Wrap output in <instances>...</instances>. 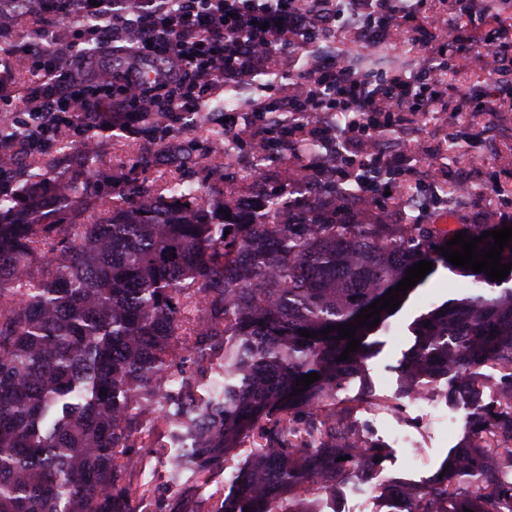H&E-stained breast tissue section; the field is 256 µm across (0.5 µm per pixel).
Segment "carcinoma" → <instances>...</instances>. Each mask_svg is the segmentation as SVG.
Instances as JSON below:
<instances>
[{
  "label": "carcinoma",
  "instance_id": "1",
  "mask_svg": "<svg viewBox=\"0 0 512 512\" xmlns=\"http://www.w3.org/2000/svg\"><path fill=\"white\" fill-rule=\"evenodd\" d=\"M196 183L134 186L98 224L65 215L97 204L78 173L54 184L57 206L30 224L0 223V512H135L156 489L135 478L130 452L158 448L154 429L170 424L161 400L171 389L199 414L181 422L192 439L184 459L204 476L239 439L259 451L234 476L235 499L210 512H320L324 482L360 473L376 444L341 441L346 408L336 386L359 350L329 326L397 286L421 261L443 258L449 232L406 224L309 222L281 194L266 198L271 220L246 224L239 212L212 217ZM313 333L305 338L302 331ZM404 366L406 387L453 366L470 384L473 368H493L512 394V289L468 296L420 317ZM224 371V401L193 389ZM320 379L299 391L296 380ZM483 440L460 470L453 465L419 490L408 512L446 498L453 512H486L490 498L512 500V480L470 495L489 464L512 458V399L465 414Z\"/></svg>",
  "mask_w": 512,
  "mask_h": 512
}]
</instances>
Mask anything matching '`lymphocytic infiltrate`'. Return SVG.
I'll list each match as a JSON object with an SVG mask.
<instances>
[{
  "instance_id": "f902f5d3",
  "label": "lymphocytic infiltrate",
  "mask_w": 512,
  "mask_h": 512,
  "mask_svg": "<svg viewBox=\"0 0 512 512\" xmlns=\"http://www.w3.org/2000/svg\"><path fill=\"white\" fill-rule=\"evenodd\" d=\"M327 0H143L138 12L126 0H25L23 11L57 18L89 16L100 45L127 42L135 57L161 58L167 64L163 76L153 81L125 80L113 86L102 79L88 86L62 71L53 43L29 46L16 56L40 78L24 103V129L33 142L48 143L68 112L80 120L77 134H84L110 115L115 124L127 127L150 112H190L216 85L253 74L258 62L272 55L290 53L295 44H313L327 35L343 18L325 7ZM363 36H383L391 26H401L418 16L426 0L403 7L400 0H349ZM439 67L461 70L476 51H483L488 74L512 66V32L494 30L482 39L459 33L454 45L441 34ZM299 89L288 100L256 105L273 128L284 126V113L299 112L318 118L323 112H343L352 121L336 138V154L330 168L339 174L350 163L347 141L366 145L377 140L390 125L394 112H424L436 99L434 70L415 77L377 76L356 71L340 59L326 58L318 65L299 70ZM408 167L396 161L392 151L372 149L367 173L360 180L362 192H376L381 179L405 180Z\"/></svg>"
}]
</instances>
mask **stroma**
<instances>
[{
	"mask_svg": "<svg viewBox=\"0 0 512 512\" xmlns=\"http://www.w3.org/2000/svg\"><path fill=\"white\" fill-rule=\"evenodd\" d=\"M431 16L453 17L448 41H455L457 30L466 27L476 36L488 30L512 26V0H427ZM41 28L21 18L13 6H0V90L22 103L29 88L26 71L9 66L11 50L33 43ZM421 31L413 27L392 28L376 48L374 57L381 71L412 74L429 61L419 41ZM317 48L297 45L288 59L271 58L262 73L215 87L204 99L208 112L185 113L177 122L164 123L157 113H149L138 132L119 129L97 131L93 137V193L102 201H117L120 191L139 185L160 186L186 177L207 191L212 211H220L237 190L239 204L253 207L264 195L287 194L294 208L346 224L386 223L390 229L402 224L446 223L454 228L468 225L479 229L493 224L512 225V102H494L490 111L474 112L460 91L478 94L489 85L480 58H473L467 70L444 82V92L430 108L428 120L401 112L383 136L407 156L413 171L410 180L390 186L389 196L380 205L357 202L352 195L335 194L327 179L305 181L300 171L305 159L297 151L300 139L313 136L305 119L292 120V134L270 130L255 104L293 94L295 74L310 66ZM237 102L234 115H227V99ZM233 117L234 137L224 131L225 117ZM267 142L262 168L252 164V142ZM81 142L71 124L57 127L51 143H36L16 149V163L6 177L11 188H22L31 172L47 165V184L74 173L78 168ZM498 190L486 194L488 181ZM512 288V279L487 283L439 265L409 295L383 329L371 335V353L361 371L344 380L336 392L340 402H353L354 421L364 427L371 442L384 448L380 464L384 474L397 481L429 480L458 447L468 439L463 409L456 403L437 405L431 411L428 434L419 435L409 399L401 382L399 364L414 342L411 327L421 315L450 300H459L481 291L498 294ZM401 430L420 440L421 454L391 442L393 431ZM176 440H169L164 452L137 449L138 469L152 475L153 484L170 501L189 500L195 512H208L214 497L234 493L233 475L246 467L255 451L249 441H241L221 465L207 477L194 468L173 469L169 458L181 455Z\"/></svg>",
	"mask_w": 512,
	"mask_h": 512,
	"instance_id": "35a3bbf8",
	"label": "stroma"
}]
</instances>
